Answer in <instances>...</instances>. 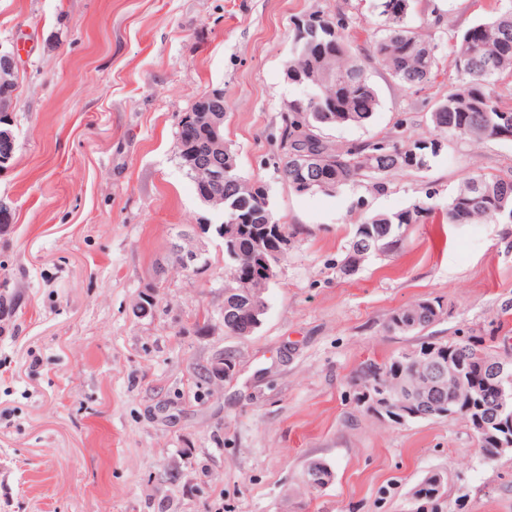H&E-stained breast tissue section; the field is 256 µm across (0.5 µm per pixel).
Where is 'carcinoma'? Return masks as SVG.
Here are the masks:
<instances>
[{"instance_id": "1", "label": "carcinoma", "mask_w": 512, "mask_h": 512, "mask_svg": "<svg viewBox=\"0 0 512 512\" xmlns=\"http://www.w3.org/2000/svg\"><path fill=\"white\" fill-rule=\"evenodd\" d=\"M391 0H374L375 20L355 21L346 12L312 11L310 18L323 21L325 28L315 42L297 38L298 28L291 26L292 52L286 62L288 83L300 88V94L288 101L280 113L277 151L273 167L278 178L293 188L303 182L311 190L335 192L363 180L376 191L385 188L386 179L402 172H423L436 162L428 152L426 138L404 140L382 137L346 147L326 140L323 130L370 122L380 105L368 67L387 71L405 90L418 92L431 85L441 74L440 42L448 43L452 64L461 82L448 95L436 101L430 112L435 137L460 138L472 142L496 140L497 126L503 115L512 118V87L499 84V78L512 76V0L496 6L492 15L467 27H443L440 8L430 5V13L415 27L410 25L414 0H401L400 11L388 12ZM375 25L373 36L359 45L350 31ZM435 28L432 36L423 29ZM176 135L183 138L185 152L196 154L198 168L181 166L198 182L199 170L209 163L205 150L213 138L209 125L198 127L180 118ZM224 183L213 188L218 196L216 213L224 224V331L248 336L256 329L246 312L249 297L263 298L269 280L264 277L265 262H280L287 252L288 225L280 222L270 201L269 186L240 175L236 156L224 146ZM425 198L415 200L398 212L365 215L355 225L345 255L338 264L343 276L358 271L361 263L374 256L386 255L405 247L404 228L426 221L433 207ZM512 213V177L509 175L472 174L463 179L448 199L445 216L450 224L484 221L510 223ZM239 221L231 222V216ZM446 313L439 297L422 299L394 310L388 328L397 333H416L438 321ZM401 321L407 330L395 326ZM445 357L462 366L463 378L439 390L429 385L424 368L398 354L388 361L369 363L361 368L363 388L381 381L405 382L410 391L394 390L397 402L409 394L430 395L434 417H442L448 406L455 407L464 421L471 423L498 410L495 388L486 383L482 356L509 358L512 353L500 347L496 336H466L451 342H439ZM434 487L420 481L411 495V512H441V497Z\"/></svg>"}]
</instances>
